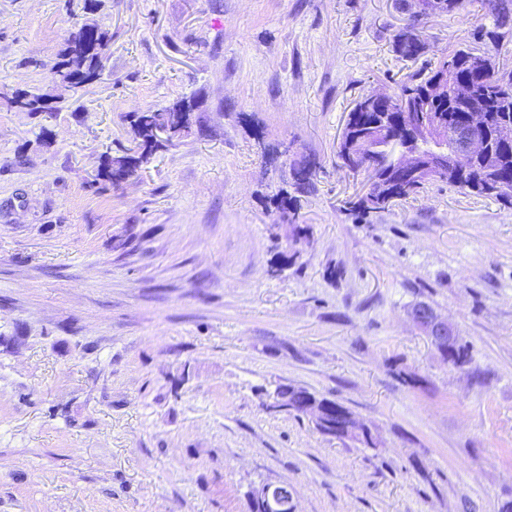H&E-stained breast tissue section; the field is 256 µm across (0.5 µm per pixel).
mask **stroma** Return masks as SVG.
I'll use <instances>...</instances> for the list:
<instances>
[{
    "label": "stroma",
    "mask_w": 512,
    "mask_h": 512,
    "mask_svg": "<svg viewBox=\"0 0 512 512\" xmlns=\"http://www.w3.org/2000/svg\"><path fill=\"white\" fill-rule=\"evenodd\" d=\"M483 13L397 0H102L82 111L34 118L78 19L0 0V512H499L512 499V211L433 180L367 215L341 167L348 112L394 91L414 25L470 46ZM196 97L200 128L129 178V117ZM315 161L297 216L271 208ZM311 235L297 242L292 223ZM432 306L470 350L443 363ZM342 404L374 444L269 411L278 385ZM426 43L419 38L414 26L400 30L393 41V51L401 59H417L426 52ZM409 316L426 334L440 358L443 361L448 358L446 363L449 367L463 369L469 361V349L462 339L459 340L456 329L448 324L447 320L442 319L433 308L422 303L414 305L409 311ZM453 348L454 352L448 355ZM250 512H296L295 491L285 493L281 483H264L248 492Z\"/></svg>",
    "instance_id": "stroma-1"
}]
</instances>
